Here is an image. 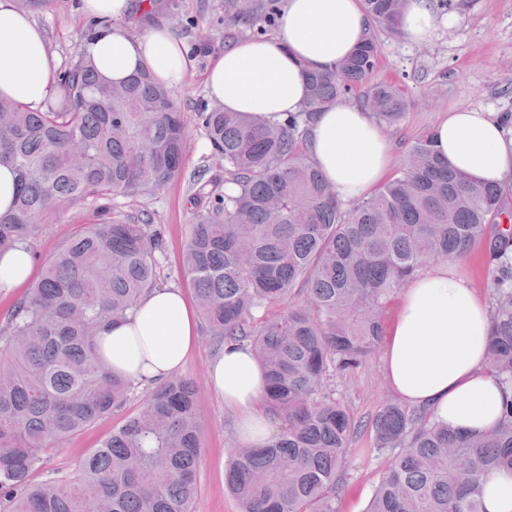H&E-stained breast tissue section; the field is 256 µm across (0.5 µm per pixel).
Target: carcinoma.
Segmentation results:
<instances>
[{
    "label": "carcinoma",
    "instance_id": "cac0c4a2",
    "mask_svg": "<svg viewBox=\"0 0 512 512\" xmlns=\"http://www.w3.org/2000/svg\"><path fill=\"white\" fill-rule=\"evenodd\" d=\"M408 0H362L363 43L307 73L299 111L282 123L224 110L197 114L234 195L207 193L190 225L182 273L219 348L250 346L265 373L275 434L230 449L227 487L240 512H339L356 422L333 380L360 367L385 335L383 309L403 282L484 245L492 273L488 367L512 391V207L497 187L467 183L431 134L395 177L346 208L302 150L315 115L360 89L383 127L405 117L404 90L373 76L378 28L401 34ZM279 0H224V24L263 35ZM64 96L45 111L0 99V166L16 177L0 213V254L29 249L76 202L136 199L182 172L186 117L140 71L119 84L76 51ZM42 266L0 329V512H191L199 455L198 386L173 375L84 458L81 477L32 480L43 455L121 409L134 382L98 357L95 337L154 288L162 230L142 213L101 206ZM300 305L257 312L292 293ZM386 471L366 512H484L480 484L512 472V397L488 431L463 434L425 410L387 403L371 423Z\"/></svg>",
    "mask_w": 512,
    "mask_h": 512
}]
</instances>
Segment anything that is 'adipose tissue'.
<instances>
[{
  "label": "adipose tissue",
  "instance_id": "obj_1",
  "mask_svg": "<svg viewBox=\"0 0 512 512\" xmlns=\"http://www.w3.org/2000/svg\"><path fill=\"white\" fill-rule=\"evenodd\" d=\"M128 0H82V12L113 24L81 46L98 70L119 83L147 70L170 89L186 86L194 70L189 48L167 25L127 22ZM437 18L429 0H410L399 27L412 43L430 39ZM369 20L361 0H284L276 31L243 37L213 57L205 75L209 96L225 110L271 122L297 112L306 72L349 56ZM58 93V65L44 30L16 0H0V97L41 109ZM435 147L478 185L512 191V123L492 112L442 114L432 128ZM308 153L341 202L367 196L389 174L392 144L369 113L339 104L309 127ZM490 309L451 260L408 280L399 295L383 371L399 399L428 409L438 421L473 433L500 418L505 392L486 369ZM197 314L180 290L155 288L126 320L107 325L96 350L114 374L162 381L185 365L197 341ZM211 389L238 419L239 441L260 445L272 432L265 408V374L250 348L225 346L209 365Z\"/></svg>",
  "mask_w": 512,
  "mask_h": 512
}]
</instances>
